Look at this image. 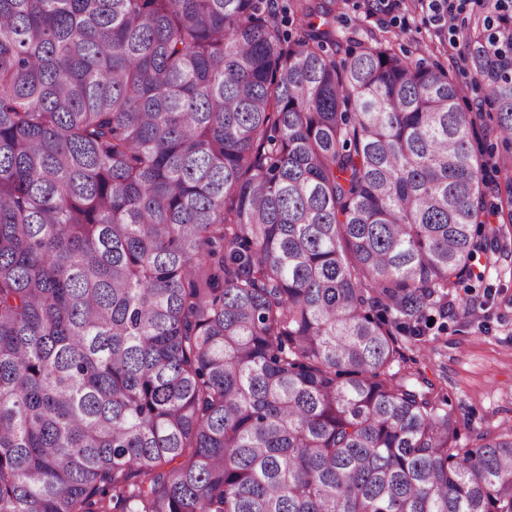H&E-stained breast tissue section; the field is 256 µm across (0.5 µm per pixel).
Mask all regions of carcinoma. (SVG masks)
I'll return each mask as SVG.
<instances>
[{
  "mask_svg": "<svg viewBox=\"0 0 512 512\" xmlns=\"http://www.w3.org/2000/svg\"><path fill=\"white\" fill-rule=\"evenodd\" d=\"M335 12L0 0V512H512L402 354L512 240V21L465 111Z\"/></svg>",
  "mask_w": 512,
  "mask_h": 512,
  "instance_id": "cac0c4a2",
  "label": "carcinoma"
}]
</instances>
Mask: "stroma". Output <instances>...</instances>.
Instances as JSON below:
<instances>
[{
    "instance_id": "35a3bbf8",
    "label": "stroma",
    "mask_w": 512,
    "mask_h": 512,
    "mask_svg": "<svg viewBox=\"0 0 512 512\" xmlns=\"http://www.w3.org/2000/svg\"><path fill=\"white\" fill-rule=\"evenodd\" d=\"M336 22L342 34L366 32L388 38L395 50L447 70L461 88L462 108L475 107L483 90L475 88L464 62L426 14L404 0L392 13L369 11L368 0H343ZM469 291L457 290L448 317L435 318L422 343L403 351L426 375L448 391L463 431L512 425V271L480 259Z\"/></svg>"
}]
</instances>
